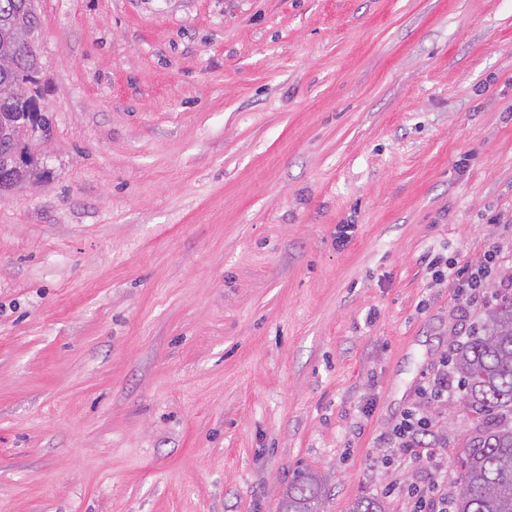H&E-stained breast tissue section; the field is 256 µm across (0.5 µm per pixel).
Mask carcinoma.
Instances as JSON below:
<instances>
[{
    "mask_svg": "<svg viewBox=\"0 0 512 512\" xmlns=\"http://www.w3.org/2000/svg\"><path fill=\"white\" fill-rule=\"evenodd\" d=\"M38 17L32 0H0V151L21 160L0 192L44 177L41 155L27 135L38 111ZM453 367L466 403L495 424L467 449L453 512H512V297L489 309L479 330L456 349ZM321 482L310 472L288 487L281 512H319Z\"/></svg>",
    "mask_w": 512,
    "mask_h": 512,
    "instance_id": "carcinoma-1",
    "label": "carcinoma"
}]
</instances>
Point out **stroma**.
Instances as JSON below:
<instances>
[{
    "label": "stroma",
    "instance_id": "stroma-1",
    "mask_svg": "<svg viewBox=\"0 0 512 512\" xmlns=\"http://www.w3.org/2000/svg\"><path fill=\"white\" fill-rule=\"evenodd\" d=\"M49 179L0 195V512L460 490L421 389L512 296V0H34ZM352 225L337 244L339 225ZM498 259L482 299L431 260ZM420 452L389 447L409 408ZM321 482L310 472L302 474L288 487L281 501V512H319Z\"/></svg>",
    "mask_w": 512,
    "mask_h": 512
}]
</instances>
